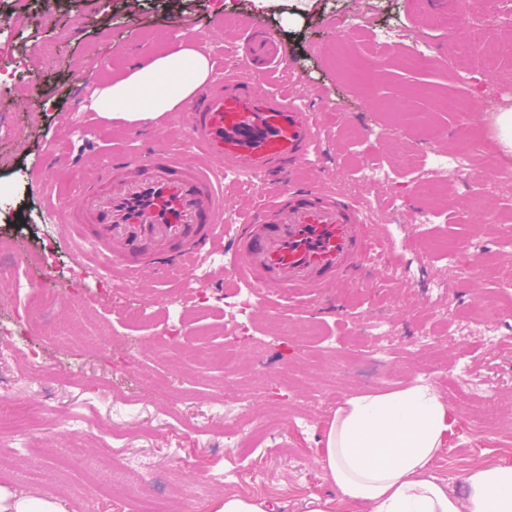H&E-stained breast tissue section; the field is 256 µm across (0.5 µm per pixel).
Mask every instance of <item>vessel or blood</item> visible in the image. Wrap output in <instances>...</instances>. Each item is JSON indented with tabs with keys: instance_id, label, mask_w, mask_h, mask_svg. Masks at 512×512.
<instances>
[{
	"instance_id": "vessel-or-blood-1",
	"label": "vessel or blood",
	"mask_w": 512,
	"mask_h": 512,
	"mask_svg": "<svg viewBox=\"0 0 512 512\" xmlns=\"http://www.w3.org/2000/svg\"><path fill=\"white\" fill-rule=\"evenodd\" d=\"M244 64L278 69L287 57L272 36L244 27ZM189 140L204 164L146 150L113 156L91 170L76 207L52 211L77 240L78 259L131 279L229 256L232 284L272 296L326 297L353 280L366 257L365 211L328 187L303 186L251 208L224 232L227 174L265 190L304 168L320 135L317 114L288 93L268 94L238 69L225 71L190 101Z\"/></svg>"
}]
</instances>
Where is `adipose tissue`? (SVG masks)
<instances>
[{
	"label": "adipose tissue",
	"mask_w": 512,
	"mask_h": 512,
	"mask_svg": "<svg viewBox=\"0 0 512 512\" xmlns=\"http://www.w3.org/2000/svg\"><path fill=\"white\" fill-rule=\"evenodd\" d=\"M211 72L208 55L186 39L100 88L96 110L146 122L180 110ZM452 423L448 403L419 380L358 395L337 407L320 464L357 512H512V465L473 464L460 494L433 475Z\"/></svg>",
	"instance_id": "ef3b65f1"
}]
</instances>
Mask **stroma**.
Here are the masks:
<instances>
[{
    "mask_svg": "<svg viewBox=\"0 0 512 512\" xmlns=\"http://www.w3.org/2000/svg\"><path fill=\"white\" fill-rule=\"evenodd\" d=\"M447 4L435 17L418 0H0V15L11 20L4 33L11 57L0 63V265H16L18 278L39 275L47 245L58 267L73 263L64 226L43 220L50 201L77 202L66 189L73 158L91 152L103 161L147 144L172 152L183 147L184 126L143 139L133 124L96 118L72 71L108 59L112 68L100 80L109 82L134 61L161 55L170 46L167 34L178 30L197 32L204 52L223 46L232 60L245 20L289 51L275 78L252 69L248 77L304 93L322 115L305 180L331 177L368 213L399 265L394 278L387 264L369 266L354 285L319 302L275 304L259 291L211 287L200 323L178 320L192 310L194 284L171 271L112 290L102 288V271L87 264L62 282L60 303L29 322L23 315L30 295L0 282V322L29 332L26 345L0 354V399L29 410L27 429L0 439V485L57 499L67 512H139L145 498L155 512H172L180 494L183 512H206L227 494L266 499L274 512H306L310 497L336 494L320 467L318 441L338 404L418 379L437 390L456 418L436 477L458 491L474 462L512 465V453L494 443L496 433L512 429V317L495 342L445 333L424 338L432 325H456L475 314L484 300L512 309V245L499 221L512 210V179L493 188L478 174L483 167L512 171V148L495 147L498 117L512 111V11L488 0L486 40L498 68L477 91L473 110L459 115L439 102L473 92L448 65L467 4ZM47 10L54 19L44 28L38 18ZM364 17L376 27L403 25L425 40L432 67L405 68L359 29ZM46 42L57 43L54 55L42 53ZM340 51L367 62L365 75L343 71ZM407 91L426 126L383 136L392 120L387 102ZM473 135L482 149L468 169L435 170L436 156H455ZM404 149L417 154L416 169L397 165ZM44 164L54 182L35 178ZM364 164L381 168L384 179L363 183ZM431 171L447 183L446 195L420 192ZM476 194L485 201L480 212L468 207ZM433 237L475 256L474 265L462 271L454 258L430 256L423 243ZM22 255L29 259L24 267L16 264ZM437 281L446 283L448 296L433 291ZM236 296L250 302L244 335L224 312L225 300ZM125 305L139 310L141 323L122 318ZM380 320L396 332V349L383 362L378 352L388 340L374 327ZM202 323L219 328L202 341L213 352L204 367L167 343L170 334H191ZM306 330L316 338L299 340ZM228 340L236 366L230 376L222 363ZM121 396L134 404L119 413L114 405ZM242 412L267 425L250 447H225L223 427ZM62 420L70 431L59 428ZM128 463L141 464L140 476L125 471Z\"/></svg>",
    "mask_w": 512,
    "mask_h": 512,
    "instance_id": "1",
    "label": "stroma"
}]
</instances>
